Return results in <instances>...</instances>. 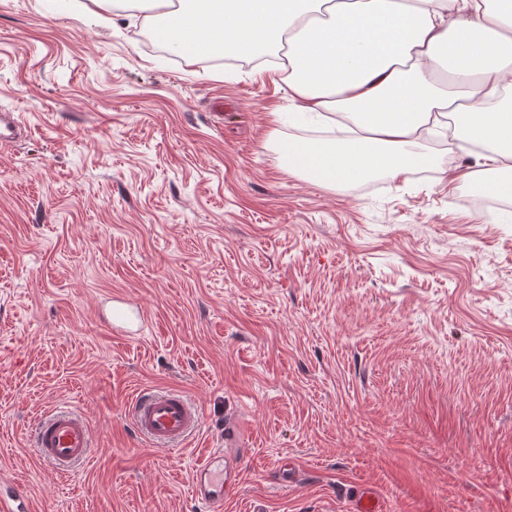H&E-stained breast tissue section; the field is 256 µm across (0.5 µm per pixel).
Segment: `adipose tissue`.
Returning <instances> with one entry per match:
<instances>
[{
    "instance_id": "1",
    "label": "adipose tissue",
    "mask_w": 512,
    "mask_h": 512,
    "mask_svg": "<svg viewBox=\"0 0 512 512\" xmlns=\"http://www.w3.org/2000/svg\"><path fill=\"white\" fill-rule=\"evenodd\" d=\"M139 18L187 64L269 52L299 115L351 137L278 144L289 173L346 190L436 164L423 134L479 147L466 177L512 200V0H93Z\"/></svg>"
}]
</instances>
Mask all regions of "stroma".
<instances>
[{"label":"stroma","instance_id":"35a3bbf8","mask_svg":"<svg viewBox=\"0 0 512 512\" xmlns=\"http://www.w3.org/2000/svg\"><path fill=\"white\" fill-rule=\"evenodd\" d=\"M279 76L221 56L159 60L127 16L0 0V486L33 512H201L194 468L244 432L224 512H512V223L456 172L311 184L276 143ZM146 310L114 337L110 301ZM176 389L203 426L160 455L132 430ZM87 419L63 476L37 418Z\"/></svg>","mask_w":512,"mask_h":512}]
</instances>
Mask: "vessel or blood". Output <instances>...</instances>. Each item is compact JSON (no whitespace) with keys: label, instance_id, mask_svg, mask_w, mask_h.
I'll return each mask as SVG.
<instances>
[{"label":"vessel or blood","instance_id":"1","mask_svg":"<svg viewBox=\"0 0 512 512\" xmlns=\"http://www.w3.org/2000/svg\"><path fill=\"white\" fill-rule=\"evenodd\" d=\"M147 314L138 305L121 299L112 301V332L125 339L140 338ZM129 418L138 437L158 451L184 446L201 428L202 416L186 395L178 391L163 394L146 392L135 398L128 409ZM243 433L237 424L224 427V447L210 453L197 465L193 492L203 512H224V502L236 493L228 472L240 471V461L230 454V447L239 444ZM39 458L59 474H68L73 466L88 461L92 437L84 416L69 407H58L39 419L34 428ZM26 496L19 488L0 490V512H29Z\"/></svg>","mask_w":512,"mask_h":512}]
</instances>
